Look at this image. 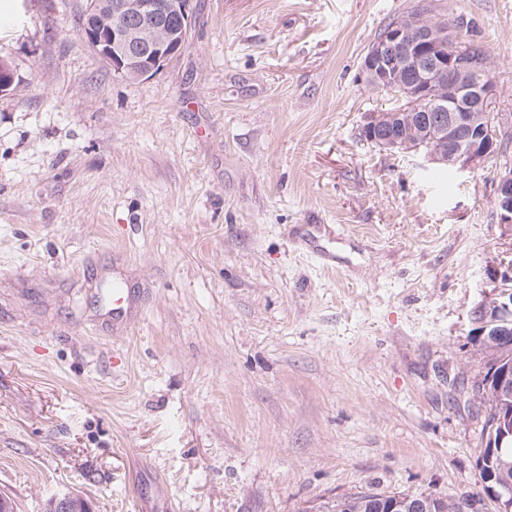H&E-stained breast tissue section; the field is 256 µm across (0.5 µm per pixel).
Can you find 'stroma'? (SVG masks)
I'll list each match as a JSON object with an SVG mask.
<instances>
[{"label": "stroma", "mask_w": 512, "mask_h": 512, "mask_svg": "<svg viewBox=\"0 0 512 512\" xmlns=\"http://www.w3.org/2000/svg\"><path fill=\"white\" fill-rule=\"evenodd\" d=\"M421 0H193L143 81L77 34L88 0H21L0 39V494L44 512H302L360 486L477 491L488 406L471 311L512 236L489 163L434 180L360 136L361 75ZM464 14L512 113V0ZM334 258L332 266L318 251ZM123 271L135 319L98 290ZM102 295L106 302L107 315L112 318V324L122 325L127 323L129 320V310L122 289L118 286H113V289L103 291ZM45 512H94L92 504L71 491L54 493L47 502Z\"/></svg>", "instance_id": "35a3bbf8"}]
</instances>
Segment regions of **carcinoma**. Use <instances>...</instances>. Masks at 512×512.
<instances>
[{"label": "carcinoma", "mask_w": 512, "mask_h": 512, "mask_svg": "<svg viewBox=\"0 0 512 512\" xmlns=\"http://www.w3.org/2000/svg\"><path fill=\"white\" fill-rule=\"evenodd\" d=\"M450 24L460 34V49L468 48L476 53L485 47L473 19L458 15ZM478 343L486 368L479 386L482 387V398L490 411L485 426V448L475 462L480 482L479 492L444 498L404 493L384 495L373 492L369 487H359L334 498H326L301 512H390L392 508L395 512H467L476 504L482 505L484 497L492 489L512 491V439L508 437L502 447H496L501 428H512V392L499 390L496 374L493 373L495 369L512 366V340L484 336Z\"/></svg>", "instance_id": "obj_1"}]
</instances>
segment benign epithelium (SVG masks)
Segmentation results:
<instances>
[{
	"label": "benign epithelium",
	"instance_id": "1",
	"mask_svg": "<svg viewBox=\"0 0 512 512\" xmlns=\"http://www.w3.org/2000/svg\"><path fill=\"white\" fill-rule=\"evenodd\" d=\"M110 8L112 25L101 29L99 3L91 0L84 28L85 41L114 73L150 79L184 50L192 29V0H112ZM145 16L155 22L150 31L137 24ZM457 41L454 29L410 17L373 42L361 62L362 77L378 89H399L404 106L370 114L363 132L384 149L421 152L427 163L458 172L499 163L494 205L499 223L512 231V160L502 138L512 131V116L499 112L494 123L484 122L482 112L495 96L488 61L464 58ZM418 121L422 140L397 135L398 129ZM471 320L479 336L512 338V291L502 289L481 302ZM45 512L94 510L87 499L66 491L53 494Z\"/></svg>",
	"mask_w": 512,
	"mask_h": 512
}]
</instances>
